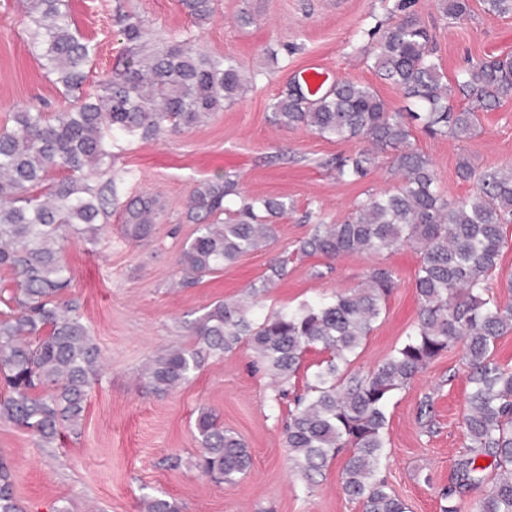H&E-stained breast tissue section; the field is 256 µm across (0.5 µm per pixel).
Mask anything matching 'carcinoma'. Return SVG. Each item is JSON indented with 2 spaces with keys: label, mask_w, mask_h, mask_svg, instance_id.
Here are the masks:
<instances>
[{
  "label": "carcinoma",
  "mask_w": 512,
  "mask_h": 512,
  "mask_svg": "<svg viewBox=\"0 0 512 512\" xmlns=\"http://www.w3.org/2000/svg\"><path fill=\"white\" fill-rule=\"evenodd\" d=\"M414 0H399L405 16L383 30L373 46V67L419 111H389L371 87L344 80L312 95L303 85L272 103L274 124L304 126L326 139L369 144L336 159L343 181L366 178L379 154L391 153L400 177L393 191L369 193L341 224H315L296 248L302 256L329 259L392 252H420L415 274L418 321L403 343L376 366L351 372V357L374 330L397 288L389 267H372L346 293L305 300L256 317L255 298L288 276L278 258L270 273L250 286L252 302L221 301L196 318L189 346L154 356L146 374L157 390L186 382L214 357L246 345L283 385L298 374L303 355L326 354L294 395L284 436L291 460L307 485L338 455L344 495L362 512H408L381 469L386 458L387 408L442 352L460 344L470 390L463 426L470 441L457 466V486L442 494L440 512H460L457 493L484 481L480 457L493 458L501 478L478 512H512V369L494 359L499 338L512 330V304L492 292L491 279L512 224V170L476 172L466 158L457 169L476 179L474 195L451 202L436 184L431 160L411 144L412 123L431 135L466 140L478 119L471 108L455 109L457 91L490 109L512 96V56L480 60L459 72L455 87L444 82L428 28L410 12ZM188 13L206 20L214 0H181ZM446 18L471 12L470 0H438ZM29 44L47 75L64 93L87 78L94 46L74 26L69 0H25ZM118 31L131 44L122 68L101 93L54 117L33 107L12 113L0 130V268L13 275V292L0 311V421L28 429L43 447L81 434L89 395L101 374V350L81 321L79 303L67 297L71 276L60 258L75 238L93 243L122 181L110 176L90 183L91 173L112 166V140L150 139L184 133L232 104L254 78L241 63L209 55L191 39L158 45L144 20L119 11ZM288 210L281 198L249 197L221 177L190 193L186 220L199 225L178 263L182 286L199 283L241 255L275 239L274 219ZM123 232L138 241L161 223L158 200L142 194L123 211ZM195 428L201 444L197 466L217 484L232 486L251 467L252 456L236 432L209 410ZM144 512H178L164 497L143 499ZM0 512H21L8 464L0 461Z\"/></svg>",
  "instance_id": "carcinoma-1"
}]
</instances>
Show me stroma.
Segmentation results:
<instances>
[{"mask_svg": "<svg viewBox=\"0 0 512 512\" xmlns=\"http://www.w3.org/2000/svg\"><path fill=\"white\" fill-rule=\"evenodd\" d=\"M69 3L80 33L96 47L83 97L96 96L129 52L112 24L118 7L144 19L153 39L192 37L206 53L240 61L257 79L195 129L113 145L112 167L127 180L99 241L72 242L61 254L73 275L69 294L78 299L82 321L102 350L101 380L90 394L79 437L44 448L29 431L0 422V458L13 470L21 507L143 512V497L163 495L180 512H361L340 488L342 459L331 461L310 486L295 472L284 438L289 402L275 400L271 377L251 350L241 347L210 360L166 393L154 392L142 369L162 349L189 344L194 319L215 302L245 297L277 257L287 258L288 275L259 295L266 313L353 289L373 266L397 273L398 286L351 370L378 364L414 328L421 260L414 248L332 263L296 252L313 223H340L357 200L394 188L398 176L383 160L362 180L337 179L332 161L365 149V142L276 126L270 108L305 67L320 63L329 82L371 86L391 111H410L411 102L373 68L370 33L401 19L398 0H216L206 22L188 15L180 0ZM246 12L253 21L243 26L239 19ZM414 12L433 36L446 81L469 63L512 55V15L487 13L481 0H471L470 14L456 20L442 17L434 0H417ZM26 26L20 0H0V125L24 104L51 115L74 102L31 54ZM477 116V135L464 141L412 128V143L430 158L438 186L451 200L476 191L475 181L457 174L461 158L479 171L512 168V97ZM219 176L237 181L248 196L284 198L288 212L278 219V238L268 248L241 256L194 286L178 287L177 259L197 230L185 218L189 194ZM140 193L158 196L165 219L144 239L131 241L121 233L123 204ZM461 357L458 347L443 352L389 404L384 473L409 512H440L442 494L455 484L456 464L469 445L462 427L468 383ZM426 398L432 401L429 428L417 414ZM204 409L214 410L251 451L252 465L235 485L208 481L195 466V422Z\"/></svg>", "mask_w": 512, "mask_h": 512, "instance_id": "35a3bbf8", "label": "stroma"}]
</instances>
